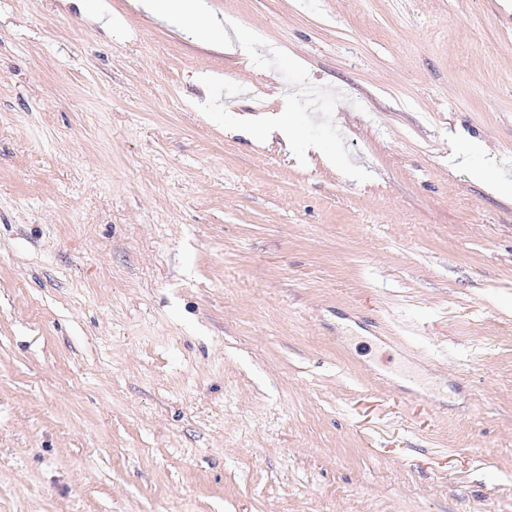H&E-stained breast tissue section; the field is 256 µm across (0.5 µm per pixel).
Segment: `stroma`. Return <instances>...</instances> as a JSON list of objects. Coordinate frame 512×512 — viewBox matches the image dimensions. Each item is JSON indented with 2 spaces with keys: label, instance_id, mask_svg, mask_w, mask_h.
Segmentation results:
<instances>
[{
  "label": "stroma",
  "instance_id": "stroma-1",
  "mask_svg": "<svg viewBox=\"0 0 512 512\" xmlns=\"http://www.w3.org/2000/svg\"><path fill=\"white\" fill-rule=\"evenodd\" d=\"M206 3L0 0V512H512V15ZM142 4L147 12L160 19L179 21L185 15H192L202 30L211 33L218 31L216 21L203 14L201 0H144Z\"/></svg>",
  "mask_w": 512,
  "mask_h": 512
}]
</instances>
